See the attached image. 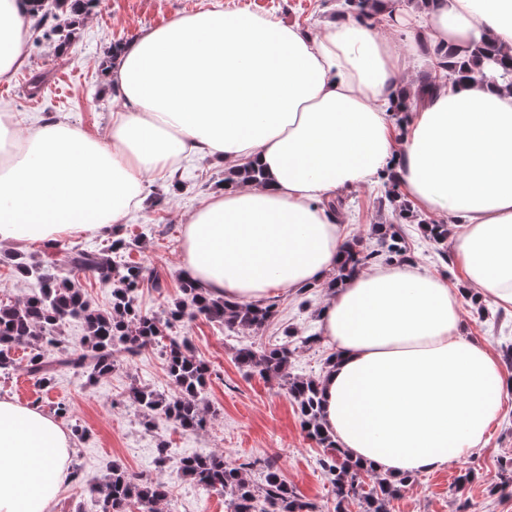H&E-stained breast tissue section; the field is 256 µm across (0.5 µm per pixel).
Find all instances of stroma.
<instances>
[{"mask_svg":"<svg viewBox=\"0 0 512 512\" xmlns=\"http://www.w3.org/2000/svg\"><path fill=\"white\" fill-rule=\"evenodd\" d=\"M222 7L250 11L318 33L326 23L342 16L339 0H99L88 20L78 21L67 44L48 32L47 25L30 23L24 46L25 62L9 79H0V108L16 113L26 126L50 118H63L89 134L103 133L112 123L120 101L110 98L104 86V65L112 46L135 38L142 31L165 25L192 12ZM45 74L40 91H32L31 78ZM224 167L202 161L185 167L181 176L148 173L144 176L147 200L143 209L125 218L120 232L129 244L124 261L156 272L161 287L143 281L137 304L146 315L166 312L181 299L183 274V220L206 196L223 185ZM386 184L372 189L343 192L340 222L346 238L359 239L364 250L378 246V224L399 228L414 264L461 285L454 262L443 260L425 238L420 224L400 219L381 205ZM106 235L60 240L58 246L18 244V251L46 262L64 264L80 250L105 245ZM326 297L322 286L308 292L274 297L276 315L258 331L228 334L204 318L185 322L178 335L189 337L195 356L209 369L201 394L207 417L205 429L189 432L164 416L145 419L128 398L134 385L169 392L167 361L161 347L146 349L131 363H118L112 373L91 381L69 370L59 371L50 394H43L21 365L29 354L18 346L11 355L18 370L0 375V398L36 405L54 412L57 403L69 405L63 429L77 425L83 437L73 439L69 466L77 478L66 479L51 512H99L90 491L106 476L111 464L163 481L169 490L161 512H227L223 494L206 491L185 479L177 468L179 458L223 453L227 462L242 464L253 483L265 477L264 464L275 461L282 478L297 495L312 503L316 512H336V495L319 460L323 449L302 426L295 402L281 381L258 373H244L235 352L246 345L270 346L297 338L291 359L293 375L320 379L333 348L327 342L301 345L302 337L318 330L319 311ZM466 336L483 340L495 356L512 345V314L489 302L461 296ZM166 442L171 459L158 464L157 446ZM512 460V395H506L501 417L491 426L484 448L448 467L415 475L392 499L389 512H512V481L503 470ZM467 482H460V475Z\"/></svg>","mask_w":512,"mask_h":512,"instance_id":"35a3bbf8","label":"stroma"}]
</instances>
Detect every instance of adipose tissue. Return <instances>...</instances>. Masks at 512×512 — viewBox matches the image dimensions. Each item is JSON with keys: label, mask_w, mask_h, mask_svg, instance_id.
<instances>
[{"label": "adipose tissue", "mask_w": 512, "mask_h": 512, "mask_svg": "<svg viewBox=\"0 0 512 512\" xmlns=\"http://www.w3.org/2000/svg\"><path fill=\"white\" fill-rule=\"evenodd\" d=\"M31 0H0V78L22 64ZM403 53L342 18L312 35L212 8L143 31L107 63L122 101L107 136L67 121L19 130L0 113V244L100 234L144 201L143 176L191 158L259 170L186 222L183 266L205 295L263 305L321 283L343 233L326 207L374 183L391 160L421 211L455 227L454 259L485 300L512 308V89L449 80L397 141L388 113L417 42L512 55V0H425L407 10ZM320 332L336 356L319 383L336 444L398 480L479 449L499 418L503 363L463 337L446 279L410 262L336 284ZM71 441L49 414L0 399V512H49Z\"/></svg>", "instance_id": "obj_1"}]
</instances>
